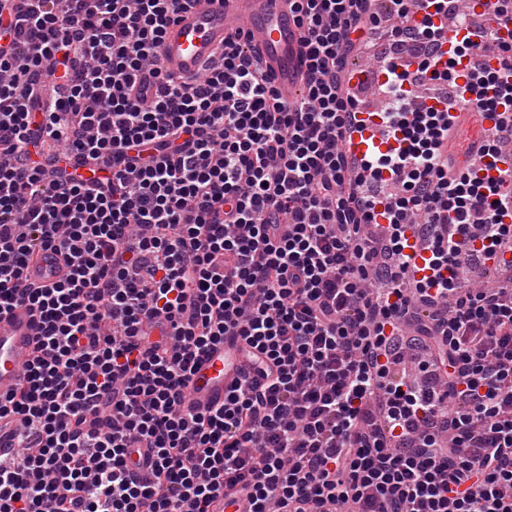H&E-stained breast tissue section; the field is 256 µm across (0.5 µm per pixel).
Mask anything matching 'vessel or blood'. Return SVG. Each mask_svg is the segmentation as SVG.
Instances as JSON below:
<instances>
[{"mask_svg":"<svg viewBox=\"0 0 512 512\" xmlns=\"http://www.w3.org/2000/svg\"><path fill=\"white\" fill-rule=\"evenodd\" d=\"M486 18L488 50L476 52L473 32L479 18ZM441 41L443 65L449 66L458 85H465L473 59L500 68L502 47L512 44V13L497 14L490 0H459L453 10L433 19ZM241 38L259 54L280 98L287 103L300 99L303 31L296 21L293 0H193L178 12L167 26L157 48L158 67L185 81H196L205 66L223 47L225 40ZM351 83L358 89L388 88L379 106H364L356 114L354 130L344 143L345 151L359 161H373L392 154L403 134L385 127L384 115L397 102H428L438 96L431 81L420 84L403 81L391 90L386 65L357 66L351 70ZM407 255L417 268H424L431 256L421 239L420 225L406 227ZM62 258L43 253L27 268L29 280L51 284L66 274ZM37 317L25 306L0 318V393L15 385L21 376V359L33 349ZM242 352L233 337L201 355L189 384L188 405L198 410L223 402L224 392L240 377Z\"/></svg>","mask_w":512,"mask_h":512,"instance_id":"obj_1","label":"vessel or blood"}]
</instances>
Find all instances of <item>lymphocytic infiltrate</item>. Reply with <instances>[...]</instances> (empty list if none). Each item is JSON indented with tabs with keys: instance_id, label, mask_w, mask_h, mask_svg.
<instances>
[{
	"instance_id": "f902f5d3",
	"label": "lymphocytic infiltrate",
	"mask_w": 512,
	"mask_h": 512,
	"mask_svg": "<svg viewBox=\"0 0 512 512\" xmlns=\"http://www.w3.org/2000/svg\"><path fill=\"white\" fill-rule=\"evenodd\" d=\"M188 2L0 0V316L39 317L0 394V421L27 426L0 460V512H512V279L456 272L512 231L502 180L448 155L466 95L512 105V63L398 113L406 148L364 177L342 143L369 0H294L298 103L236 39L144 101L137 78ZM440 2L396 0L392 36L437 42L417 15ZM73 156L100 176L75 178ZM385 169L401 190L374 235L365 184ZM411 215L432 256L408 288L390 263ZM40 250L68 267L41 287ZM227 336L249 373L222 405L185 408Z\"/></svg>"
}]
</instances>
